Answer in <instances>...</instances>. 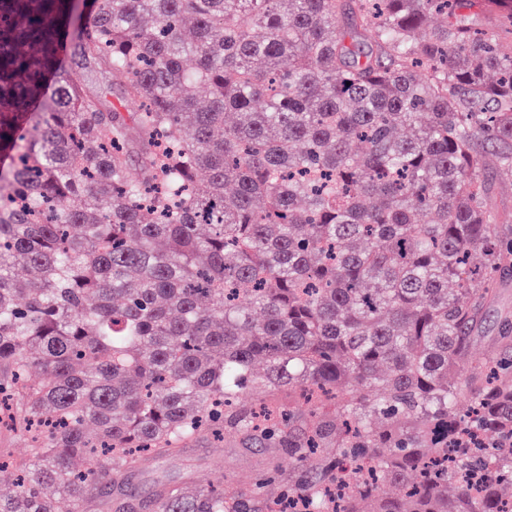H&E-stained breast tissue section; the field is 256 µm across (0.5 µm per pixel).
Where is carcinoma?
Here are the masks:
<instances>
[{"mask_svg": "<svg viewBox=\"0 0 512 512\" xmlns=\"http://www.w3.org/2000/svg\"><path fill=\"white\" fill-rule=\"evenodd\" d=\"M472 2L0 0V423L31 440L0 512L134 500L126 472L226 427L299 479L151 512H512V331L468 364L512 268L485 185L512 44ZM85 66L86 88L101 94L108 106L112 107V105H114L120 108V104L122 103L120 98V77L112 78V73L103 72L94 61H88ZM120 109L123 112H127L126 109H128L129 112L133 111L130 106L125 109Z\"/></svg>", "mask_w": 512, "mask_h": 512, "instance_id": "obj_1", "label": "carcinoma"}]
</instances>
